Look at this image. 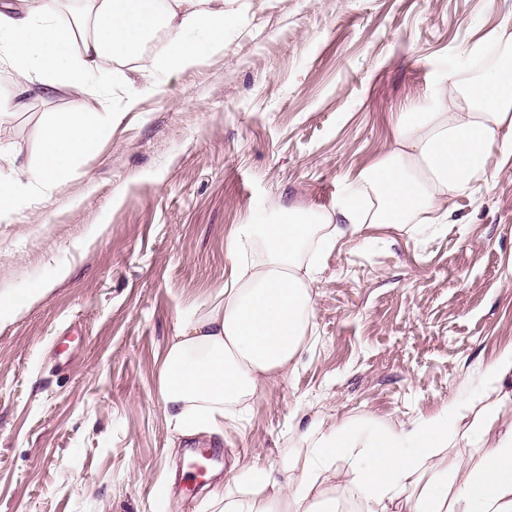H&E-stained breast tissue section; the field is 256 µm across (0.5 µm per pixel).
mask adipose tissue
Instances as JSON below:
<instances>
[{"instance_id": "ef3b65f1", "label": "adipose tissue", "mask_w": 512, "mask_h": 512, "mask_svg": "<svg viewBox=\"0 0 512 512\" xmlns=\"http://www.w3.org/2000/svg\"><path fill=\"white\" fill-rule=\"evenodd\" d=\"M237 0H0V67L20 86L74 96L136 58L139 74H176L220 49ZM163 34V50L146 44ZM512 14L486 30L453 71H439L426 100L408 102L390 150L359 169L327 211L272 198L279 221H244L230 235L232 278L186 315L169 343L157 391L180 434L224 431V420L292 370L312 334L315 264L308 245L332 249L366 225L446 224L457 202L512 163ZM116 117L75 100L41 130L37 161L0 174V216L33 186L52 190L112 137ZM512 378V350L482 372L480 396L451 402L399 427L351 418L297 429L281 468L231 467L214 512H512V432L492 437L495 397ZM486 441L479 458L451 452Z\"/></svg>"}]
</instances>
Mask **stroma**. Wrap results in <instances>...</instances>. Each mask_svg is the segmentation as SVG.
Masks as SVG:
<instances>
[{
	"label": "stroma",
	"instance_id": "35a3bbf8",
	"mask_svg": "<svg viewBox=\"0 0 512 512\" xmlns=\"http://www.w3.org/2000/svg\"><path fill=\"white\" fill-rule=\"evenodd\" d=\"M512 0H252L224 47L169 76L109 71L80 97L119 121L51 196L0 220V512H211L184 453L279 464L297 423L400 426L483 390L512 347V168L454 224L385 226L321 254L314 336L220 435L183 436L157 393L185 315L229 280L234 225L265 202L328 207L391 147L395 112ZM134 107H127V100ZM66 95L33 93L0 146L35 161ZM166 489L156 497L157 486Z\"/></svg>",
	"mask_w": 512,
	"mask_h": 512
}]
</instances>
